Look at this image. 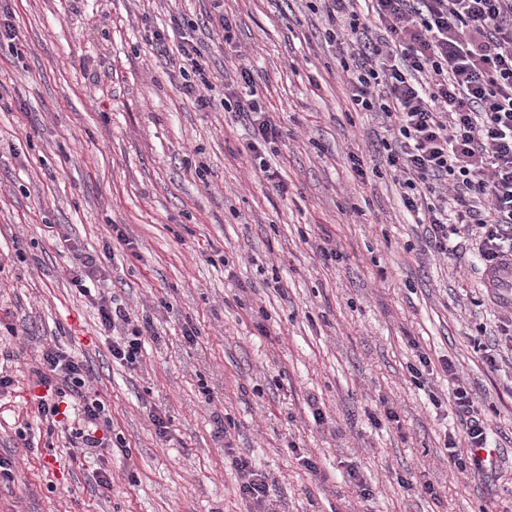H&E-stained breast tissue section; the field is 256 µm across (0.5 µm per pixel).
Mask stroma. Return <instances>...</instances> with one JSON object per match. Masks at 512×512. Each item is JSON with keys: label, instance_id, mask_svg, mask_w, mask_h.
Instances as JSON below:
<instances>
[{"label": "stroma", "instance_id": "35a3bbf8", "mask_svg": "<svg viewBox=\"0 0 512 512\" xmlns=\"http://www.w3.org/2000/svg\"><path fill=\"white\" fill-rule=\"evenodd\" d=\"M216 1L0 0L17 28L0 43V345L31 360L55 342L87 362L128 446L103 461L62 438L25 451L15 432L35 425L36 405L32 375H18L0 396V457L14 463L0 512H259L239 494L238 455L268 475L272 512H512V302L485 292L466 251L428 248L402 212L373 149L385 131L349 111L319 0ZM220 14L230 33L210 26ZM157 31L173 51L198 44L206 104L184 96ZM230 93L282 127L261 160L245 152ZM327 242L337 259H324ZM83 254L101 260L99 291L152 323L137 368L113 361L94 303L70 281ZM422 356L432 370L417 382ZM458 385L488 419L493 472L448 467ZM385 404L398 421L379 417ZM99 468L112 475L105 495ZM352 469L372 497L353 493Z\"/></svg>", "mask_w": 512, "mask_h": 512}]
</instances>
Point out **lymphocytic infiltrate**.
<instances>
[{
  "label": "lymphocytic infiltrate",
  "instance_id": "f902f5d3",
  "mask_svg": "<svg viewBox=\"0 0 512 512\" xmlns=\"http://www.w3.org/2000/svg\"><path fill=\"white\" fill-rule=\"evenodd\" d=\"M322 2L350 111L373 113L391 134L380 146L404 212L424 226L434 252L447 253L453 236L475 245L485 285L494 287V273L512 263V0ZM166 62L182 75L184 94L203 101L209 77L197 45L181 43ZM235 110L252 128L253 156L278 141L280 125L255 100L236 101ZM96 271L84 257L71 281L93 298L113 359L137 367L151 323L93 293ZM26 369L43 389L36 402L46 436L100 459L123 448L82 360L48 344ZM67 401L76 418L62 416ZM453 402L463 436L446 440L448 463L482 473L493 465L486 415L464 386Z\"/></svg>",
  "mask_w": 512,
  "mask_h": 512
}]
</instances>
